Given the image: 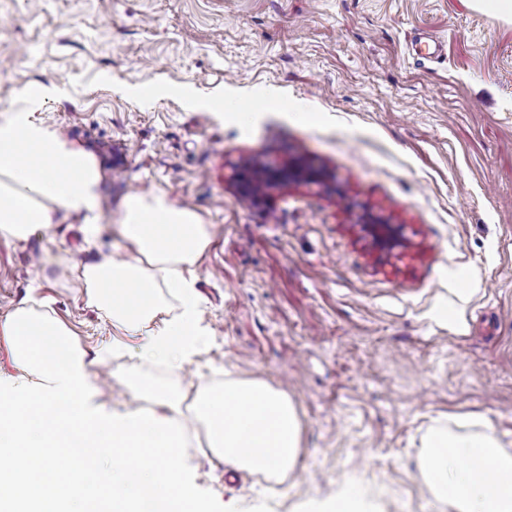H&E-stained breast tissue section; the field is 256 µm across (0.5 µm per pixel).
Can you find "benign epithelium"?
I'll return each mask as SVG.
<instances>
[{
  "label": "benign epithelium",
  "mask_w": 512,
  "mask_h": 512,
  "mask_svg": "<svg viewBox=\"0 0 512 512\" xmlns=\"http://www.w3.org/2000/svg\"><path fill=\"white\" fill-rule=\"evenodd\" d=\"M323 178V171L297 160L277 168H268L252 161L235 175V187L242 198L257 203L263 198V194L256 191L259 185L268 190L292 183H318ZM360 227L383 249L405 246L401 227L396 224H388L368 214Z\"/></svg>",
  "instance_id": "7a95c632"
}]
</instances>
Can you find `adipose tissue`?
Instances as JSON below:
<instances>
[{
  "label": "adipose tissue",
  "mask_w": 512,
  "mask_h": 512,
  "mask_svg": "<svg viewBox=\"0 0 512 512\" xmlns=\"http://www.w3.org/2000/svg\"><path fill=\"white\" fill-rule=\"evenodd\" d=\"M26 108L0 114V236L27 240L51 232L59 217L83 220L85 238L99 222L102 172L92 153L59 137L35 118L38 96ZM121 233L127 259L76 265L86 295L126 336L140 337L145 359L179 367L200 351L207 331L191 268L210 241L189 208L158 194L125 197ZM179 311L164 315V298ZM17 375L0 377V512H64L81 500L84 512H200L180 472L167 465L183 446L182 391L149 380L162 411L124 414L106 427L93 403L99 384L73 334L30 306L0 319ZM193 416L209 449L226 465L271 477L295 467L301 423L285 391L257 380L225 379L200 389ZM109 459L106 481L95 463ZM431 494L448 512H512V448L491 429L429 433L419 458Z\"/></svg>",
  "instance_id": "ef3b65f1"
}]
</instances>
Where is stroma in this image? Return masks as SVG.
<instances>
[{
    "mask_svg": "<svg viewBox=\"0 0 512 512\" xmlns=\"http://www.w3.org/2000/svg\"><path fill=\"white\" fill-rule=\"evenodd\" d=\"M422 35L439 49L420 65ZM33 86L37 117L98 161L99 232L87 242L69 216L0 237V317L43 305L111 372L101 404L154 410L125 374L182 390L174 464L201 512H309L348 481L377 512H448L417 468L429 428L486 424L512 443V19L471 0H0V110ZM219 95L221 116L205 107ZM294 157L328 184L237 194L239 163ZM159 192L211 234L194 271L209 337L174 371L135 338L112 351L65 272L130 255L118 205ZM366 210L408 248L378 249ZM228 373L296 406L282 480L224 465L191 416Z\"/></svg>",
    "mask_w": 512,
    "mask_h": 512,
    "instance_id": "stroma-1",
    "label": "stroma"
}]
</instances>
